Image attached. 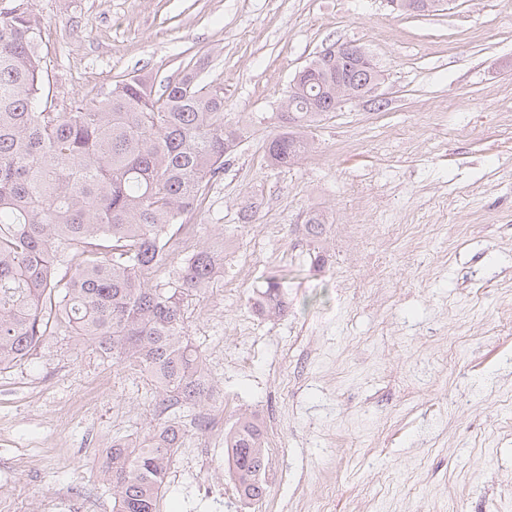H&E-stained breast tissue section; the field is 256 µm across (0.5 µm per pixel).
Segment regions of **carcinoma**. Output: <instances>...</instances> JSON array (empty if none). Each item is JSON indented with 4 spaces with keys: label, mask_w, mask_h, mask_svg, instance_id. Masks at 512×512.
Wrapping results in <instances>:
<instances>
[{
    "label": "carcinoma",
    "mask_w": 512,
    "mask_h": 512,
    "mask_svg": "<svg viewBox=\"0 0 512 512\" xmlns=\"http://www.w3.org/2000/svg\"><path fill=\"white\" fill-rule=\"evenodd\" d=\"M0 8V370L30 357L48 336L74 337L114 363L145 372L162 416L131 441L112 440L101 470L112 512H156L179 423L172 407H200L216 387L186 333L185 306L224 273V240L187 256L177 232L201 210L239 145L224 124V85L200 76L195 57L156 92L152 77L115 81L96 103L58 108L32 0ZM336 67L324 69L321 111L282 112L268 143L286 167L309 150L302 130L326 115ZM315 239L324 218L308 215ZM260 317L288 302L275 280L249 298ZM236 491L263 498L266 436L240 415L224 431Z\"/></svg>",
    "instance_id": "obj_1"
}]
</instances>
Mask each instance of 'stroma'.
I'll return each mask as SVG.
<instances>
[{
	"label": "stroma",
	"mask_w": 512,
	"mask_h": 512,
	"mask_svg": "<svg viewBox=\"0 0 512 512\" xmlns=\"http://www.w3.org/2000/svg\"><path fill=\"white\" fill-rule=\"evenodd\" d=\"M53 95L90 102L122 76L178 72L185 50L224 84L242 141L214 185L197 247L224 240V273L185 307L225 423L275 421L267 474L242 501L223 447L213 474L192 414L158 512H512V0H445L422 16L387 0H34ZM352 42L382 72L383 107L350 102L288 167L266 146L295 73ZM320 212L325 237L304 230ZM435 230L413 254L379 248L399 224ZM280 317L248 302L268 279ZM383 291L387 306L374 300ZM157 415L139 371L50 336L0 371V512H112L100 478L116 436Z\"/></svg>",
	"instance_id": "obj_1"
}]
</instances>
